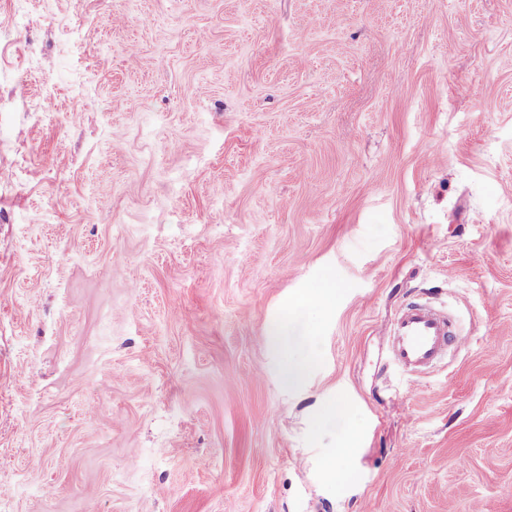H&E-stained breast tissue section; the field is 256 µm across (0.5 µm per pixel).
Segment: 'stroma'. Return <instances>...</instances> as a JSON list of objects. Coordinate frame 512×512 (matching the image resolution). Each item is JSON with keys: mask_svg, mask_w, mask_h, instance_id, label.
Returning a JSON list of instances; mask_svg holds the SVG:
<instances>
[{"mask_svg": "<svg viewBox=\"0 0 512 512\" xmlns=\"http://www.w3.org/2000/svg\"><path fill=\"white\" fill-rule=\"evenodd\" d=\"M91 504L512 512V0H0V512ZM336 282L325 279L314 288H308L298 294L291 302L294 309L323 310L336 295ZM465 341L464 336L451 332L447 316L426 302H415L395 315L388 353L396 365L418 378L447 360L449 346ZM273 348L282 358L288 381H298L306 372L310 359L305 355L307 336L289 317L278 319L269 328ZM357 448H351L346 445L341 448H337L334 452L328 456H326L325 463V472L328 476L334 478H343L348 475V471L345 468H341L338 463L344 462L348 463L353 460L356 456Z\"/></svg>", "mask_w": 512, "mask_h": 512, "instance_id": "obj_1", "label": "stroma"}]
</instances>
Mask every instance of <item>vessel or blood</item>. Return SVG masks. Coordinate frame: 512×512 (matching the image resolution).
<instances>
[{
    "instance_id": "obj_1",
    "label": "vessel or blood",
    "mask_w": 512,
    "mask_h": 512,
    "mask_svg": "<svg viewBox=\"0 0 512 512\" xmlns=\"http://www.w3.org/2000/svg\"><path fill=\"white\" fill-rule=\"evenodd\" d=\"M464 342V337L452 333L447 316L415 302L395 315L388 353L396 365L420 377L447 360L449 346Z\"/></svg>"
}]
</instances>
